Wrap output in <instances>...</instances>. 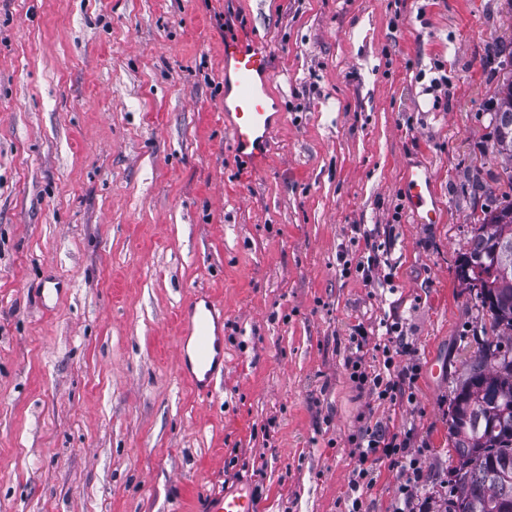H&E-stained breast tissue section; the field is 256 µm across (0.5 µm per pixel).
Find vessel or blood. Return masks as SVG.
<instances>
[{
	"instance_id": "vessel-or-blood-1",
	"label": "vessel or blood",
	"mask_w": 512,
	"mask_h": 512,
	"mask_svg": "<svg viewBox=\"0 0 512 512\" xmlns=\"http://www.w3.org/2000/svg\"><path fill=\"white\" fill-rule=\"evenodd\" d=\"M270 49L261 39H224V127L242 168L265 167L271 137L280 121L271 94ZM402 191L406 206L419 224H436L440 205L427 165L407 167ZM183 334L178 339L181 377L202 397L224 377V307L205 291H194L180 312ZM204 512H254L251 495L219 492L205 500Z\"/></svg>"
}]
</instances>
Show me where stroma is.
Returning <instances> with one entry per match:
<instances>
[{"label": "stroma", "instance_id": "1", "mask_svg": "<svg viewBox=\"0 0 512 512\" xmlns=\"http://www.w3.org/2000/svg\"><path fill=\"white\" fill-rule=\"evenodd\" d=\"M271 50L282 122L242 171L224 131V37ZM512 0H0V512H360L447 501L448 406L491 318L457 277L506 191L491 115ZM424 159L442 221L399 185ZM378 280L344 271L362 242ZM53 289L47 305L33 291ZM224 306V379L177 371L194 290ZM402 325L417 368L378 401L366 372ZM362 236L365 243L364 255H361L356 268L361 271L366 281L372 282L375 278V272L379 269L381 260L376 253L378 248L376 249L375 245L371 243L370 237L365 232ZM366 444L359 454L357 475L354 479L352 491H357L362 486L371 487L374 479V468L382 458H392L404 453L406 448L404 441H400L396 433H390L386 427L376 425L373 429L367 430L364 439ZM362 482V483H361ZM202 512H254V505L250 494L219 492L206 498Z\"/></svg>", "mask_w": 512, "mask_h": 512}]
</instances>
